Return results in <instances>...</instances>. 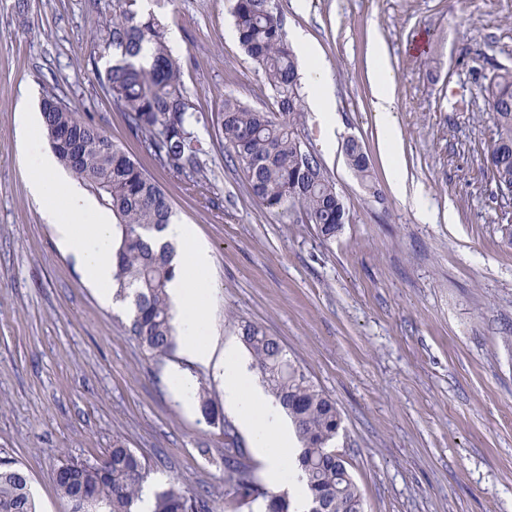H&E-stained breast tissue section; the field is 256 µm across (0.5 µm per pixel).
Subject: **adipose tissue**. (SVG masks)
<instances>
[{
	"mask_svg": "<svg viewBox=\"0 0 512 512\" xmlns=\"http://www.w3.org/2000/svg\"><path fill=\"white\" fill-rule=\"evenodd\" d=\"M292 39L309 63L308 105L325 122H332L335 96L319 52L302 31H295ZM370 56L375 69L373 105L381 121L382 143L393 173V190L397 195L410 197L415 209L427 214L426 196L418 190L409 191L402 175L400 133L392 117L393 73L380 47H373ZM42 124L43 116L37 109L26 104L21 106L17 134L30 172L28 191L46 221L53 225L61 248L80 265L85 283L96 289L102 301H110L114 227L80 184L64 174L55 156L42 148L38 136ZM165 236L179 247L180 273L170 282L169 291L177 310L183 355L222 378L224 403L249 435L269 479L289 489L298 512H306V479L297 464V438L292 423L282 406L257 384L237 348L218 344L208 334L207 282L212 266L208 245L189 224L168 225Z\"/></svg>",
	"mask_w": 512,
	"mask_h": 512,
	"instance_id": "1",
	"label": "adipose tissue"
}]
</instances>
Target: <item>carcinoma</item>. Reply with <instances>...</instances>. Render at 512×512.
I'll list each match as a JSON object with an SVG mask.
<instances>
[{"label": "carcinoma", "instance_id": "1", "mask_svg": "<svg viewBox=\"0 0 512 512\" xmlns=\"http://www.w3.org/2000/svg\"><path fill=\"white\" fill-rule=\"evenodd\" d=\"M241 46L264 72L277 110L250 108L224 96L216 136L237 163L259 204L269 213L299 212L322 237L336 236L349 211L321 154L303 149L305 135L297 56L286 39L274 0H230ZM151 60L140 61L144 46ZM98 46L112 51L103 91L121 113L128 131L145 144L167 171L196 187L203 177L210 144L196 130L198 109L180 79L182 61L166 40L164 25L139 12L137 0H117ZM496 138L484 163L495 185H512V69L500 68L485 87ZM45 134L59 162L112 211L116 296L127 300V332L150 355L163 357L173 346L167 286L176 275L174 247L160 242L171 223L172 206L161 187L93 121L71 110L55 95L43 99ZM351 169L365 185L371 164L362 145L345 143ZM241 340L253 368L295 427L297 463L306 477L308 512H364L359 489L343 457L332 447L341 426L336 404L288 360L276 338L243 321ZM207 423L223 421L210 398L200 396ZM230 493L246 502L262 498L265 512H291L285 491L257 485L248 468L224 460ZM148 465L133 450L115 442L102 466L85 462L69 467L54 482L71 512H134ZM0 512H36L27 473L0 462ZM151 512H211L207 499L191 497L176 484L155 493Z\"/></svg>", "mask_w": 512, "mask_h": 512}]
</instances>
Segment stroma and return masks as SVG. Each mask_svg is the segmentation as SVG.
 <instances>
[{
  "mask_svg": "<svg viewBox=\"0 0 512 512\" xmlns=\"http://www.w3.org/2000/svg\"><path fill=\"white\" fill-rule=\"evenodd\" d=\"M286 32L317 46L335 86L336 123L312 111L305 132L349 211L336 237L267 213L222 145L204 186L161 168L102 89L111 54L94 39L115 0H0V460L24 469L37 512H69L53 475L100 461L114 442L214 512H263L228 501L224 439L168 388L179 365L216 405L222 381L180 349L154 358L130 336L125 303L100 301L30 198L15 134L21 93L56 94L95 122L163 189L173 220L213 256L211 332L240 343L262 326L336 403L335 441L365 512H512V198L483 164L495 137L484 91L512 69V0H275ZM177 32L182 82L209 139L225 95L274 108L262 71L242 50L228 0H148ZM383 45L395 83L403 174L427 196L423 221L391 188L373 106L368 50ZM466 97L469 109L448 101ZM364 146L377 194L349 168Z\"/></svg>",
  "mask_w": 512,
  "mask_h": 512,
  "instance_id": "1",
  "label": "stroma"
}]
</instances>
